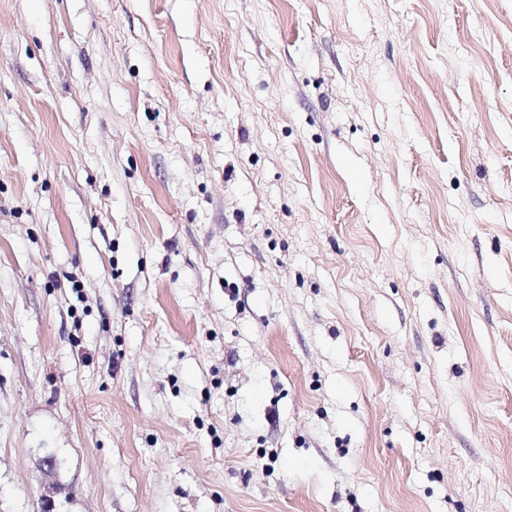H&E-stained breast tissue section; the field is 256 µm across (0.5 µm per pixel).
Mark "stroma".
<instances>
[{"label": "stroma", "instance_id": "stroma-1", "mask_svg": "<svg viewBox=\"0 0 512 512\" xmlns=\"http://www.w3.org/2000/svg\"><path fill=\"white\" fill-rule=\"evenodd\" d=\"M512 512V0H0V512Z\"/></svg>", "mask_w": 512, "mask_h": 512}]
</instances>
